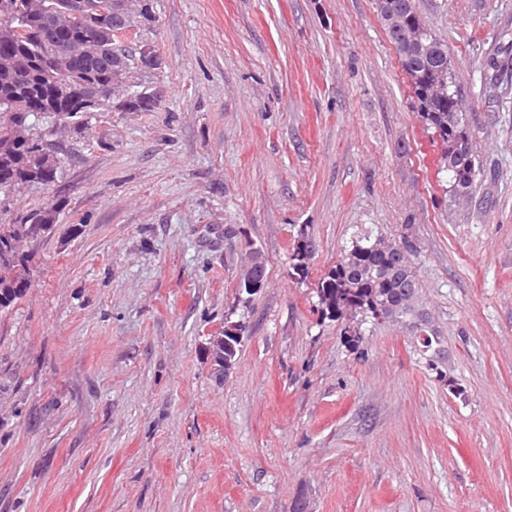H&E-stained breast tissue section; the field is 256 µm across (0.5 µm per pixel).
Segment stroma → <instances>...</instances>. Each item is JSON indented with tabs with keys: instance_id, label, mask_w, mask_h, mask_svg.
Listing matches in <instances>:
<instances>
[{
	"instance_id": "stroma-1",
	"label": "stroma",
	"mask_w": 512,
	"mask_h": 512,
	"mask_svg": "<svg viewBox=\"0 0 512 512\" xmlns=\"http://www.w3.org/2000/svg\"><path fill=\"white\" fill-rule=\"evenodd\" d=\"M152 3L160 107L106 101L49 135L54 186L0 193L2 224L61 203L0 311V512H512V0H414L481 161L459 206L376 0ZM364 233L409 239L458 393L398 326L321 317ZM266 262L262 256L257 255L253 262L243 269L240 283L245 288H239L248 293L260 291L266 285ZM226 336L228 335L224 334V331H222V333H220L218 336H213L211 338L210 346L208 349V352L215 365L218 366L219 371L226 370L230 366L231 361L234 364L239 352L241 351L240 348L243 347L244 338H242L243 341H238L234 338L229 337V339L233 343V346H230L228 348V339L226 338ZM224 350H226L228 356L231 357V361L227 358L226 354L224 353Z\"/></svg>"
}]
</instances>
